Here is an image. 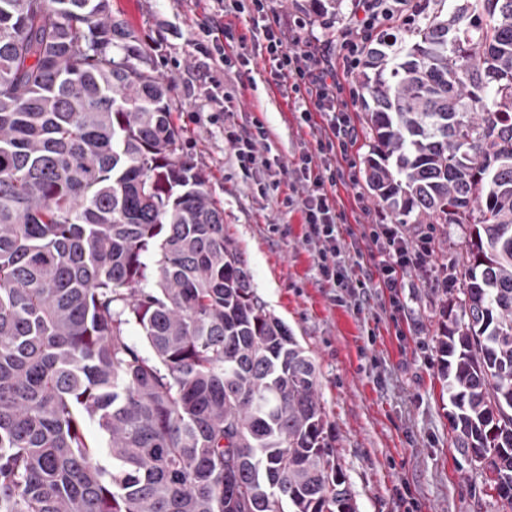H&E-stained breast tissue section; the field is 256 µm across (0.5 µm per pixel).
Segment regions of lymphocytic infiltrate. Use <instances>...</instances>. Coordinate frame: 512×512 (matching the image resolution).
<instances>
[{
    "mask_svg": "<svg viewBox=\"0 0 512 512\" xmlns=\"http://www.w3.org/2000/svg\"><path fill=\"white\" fill-rule=\"evenodd\" d=\"M385 0H358V19L340 34L337 40L300 37L296 28L285 23L279 16L269 15L264 0H252L255 17L253 24L260 29L266 41L265 51L274 67L275 84L280 94L295 104L303 121H310L312 112H320L326 118V126L318 141L316 152L302 155L295 169L297 181L307 187L301 200L286 197L285 207L301 205L310 235L321 244L319 267L327 280L341 278V249L337 244V226L345 217L336 211V198L331 191L336 182V153L347 150L352 142L353 128L348 115L347 102L343 99V83L332 63L336 51L358 50V38L367 30L380 27L393 16ZM214 19L203 26V41L198 44L200 53L217 68H226L232 63L246 67L250 64L247 54L229 56V49L238 44L239 38L231 25L222 18L226 12H244L243 0H215ZM370 236L386 244L391 264L384 269L383 285H397L398 269L420 260L426 247L410 248L398 229L389 224L373 225Z\"/></svg>",
    "mask_w": 512,
    "mask_h": 512,
    "instance_id": "f902f5d3",
    "label": "lymphocytic infiltrate"
}]
</instances>
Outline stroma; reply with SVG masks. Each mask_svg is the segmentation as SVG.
Here are the masks:
<instances>
[{"instance_id":"stroma-1","label":"stroma","mask_w":512,"mask_h":512,"mask_svg":"<svg viewBox=\"0 0 512 512\" xmlns=\"http://www.w3.org/2000/svg\"><path fill=\"white\" fill-rule=\"evenodd\" d=\"M352 3L341 0L338 10L320 17L313 0H269L274 12L305 20L306 33L321 38L348 25ZM110 6L146 49V70L171 80L180 152L209 174V190L224 210V233L246 261L256 296L316 366L336 462L357 512H503L456 446L439 381L438 338L457 302L443 283L462 272L464 228L435 226L429 254L399 275L397 288L380 287L382 255L369 232L391 218L364 180L369 139L365 110L355 104L350 118L357 138L336 164L351 285L333 286L319 272V246L301 209L282 205L285 197H301L303 185L284 179L275 192L259 191L270 166L294 164L302 152L315 150L325 118L316 112L310 123H300L293 104L271 82L268 57L256 52L262 37L249 14L227 21L253 55L251 73L226 74L213 92L193 45L206 18L203 0H110ZM256 121L267 131L259 150L269 164L246 175L228 136L251 131ZM358 281L364 289H355Z\"/></svg>"}]
</instances>
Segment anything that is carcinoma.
<instances>
[{
    "mask_svg": "<svg viewBox=\"0 0 512 512\" xmlns=\"http://www.w3.org/2000/svg\"><path fill=\"white\" fill-rule=\"evenodd\" d=\"M449 2L366 53L365 182L468 229L442 389L512 509V0ZM141 58L109 0H0V512H357L315 365Z\"/></svg>",
    "mask_w": 512,
    "mask_h": 512,
    "instance_id": "1",
    "label": "carcinoma"
}]
</instances>
